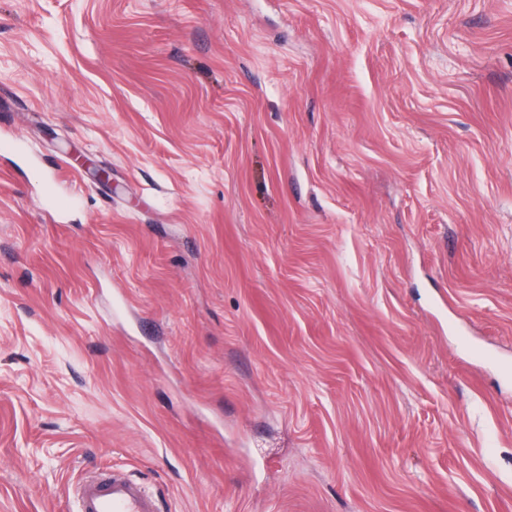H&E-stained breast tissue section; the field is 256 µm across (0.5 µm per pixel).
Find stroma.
I'll return each instance as SVG.
<instances>
[{
  "label": "stroma",
  "instance_id": "stroma-1",
  "mask_svg": "<svg viewBox=\"0 0 512 512\" xmlns=\"http://www.w3.org/2000/svg\"><path fill=\"white\" fill-rule=\"evenodd\" d=\"M5 139L0 512H512V0H0ZM161 494L123 474L85 477L68 490L69 512H158Z\"/></svg>",
  "mask_w": 512,
  "mask_h": 512
}]
</instances>
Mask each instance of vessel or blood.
I'll return each instance as SVG.
<instances>
[{
  "label": "vessel or blood",
  "instance_id": "b4317fda",
  "mask_svg": "<svg viewBox=\"0 0 512 512\" xmlns=\"http://www.w3.org/2000/svg\"><path fill=\"white\" fill-rule=\"evenodd\" d=\"M68 512H158L160 495L123 474L102 480L86 477L69 488Z\"/></svg>",
  "mask_w": 512,
  "mask_h": 512
}]
</instances>
